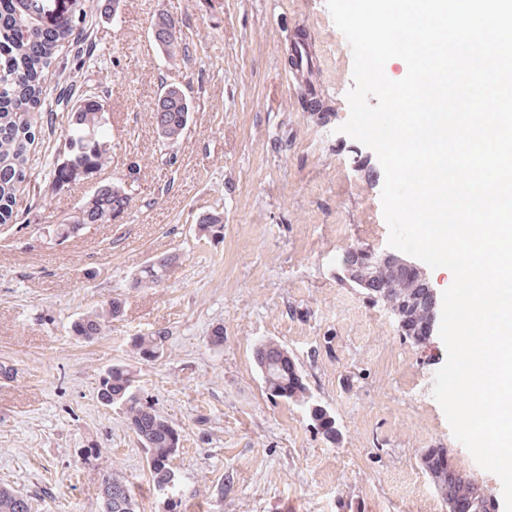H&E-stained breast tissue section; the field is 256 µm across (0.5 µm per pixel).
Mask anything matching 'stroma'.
Returning <instances> with one entry per match:
<instances>
[{
  "label": "stroma",
  "mask_w": 512,
  "mask_h": 512,
  "mask_svg": "<svg viewBox=\"0 0 512 512\" xmlns=\"http://www.w3.org/2000/svg\"><path fill=\"white\" fill-rule=\"evenodd\" d=\"M162 12L181 28L174 60L150 38ZM299 34L315 45L309 81L331 110L325 120L301 110L302 83L289 79ZM79 40L91 52L49 76L52 109L105 96L112 162L59 191L36 168L16 223L0 226V364L12 369L0 375V487L28 497L31 512H101L112 474L139 512H167L144 447L97 397L100 376L127 364L181 435L176 512H446L420 463L428 448L500 490L432 394L444 344L413 345L337 276L347 247L387 250L389 228L376 154L339 131L353 55L326 0H93ZM165 83L192 106L173 145L152 119ZM133 167L120 223L86 225L60 245L41 236ZM213 211L223 233L199 237ZM170 253L179 261L165 282L133 287L145 262ZM115 298L124 313L102 336H72L75 319ZM158 330L162 353L135 359L132 339ZM265 340L294 357L335 439L267 394L253 358ZM91 446L99 455L84 457Z\"/></svg>",
  "instance_id": "stroma-1"
}]
</instances>
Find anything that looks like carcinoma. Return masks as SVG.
Wrapping results in <instances>:
<instances>
[{
  "instance_id": "carcinoma-1",
  "label": "carcinoma",
  "mask_w": 512,
  "mask_h": 512,
  "mask_svg": "<svg viewBox=\"0 0 512 512\" xmlns=\"http://www.w3.org/2000/svg\"><path fill=\"white\" fill-rule=\"evenodd\" d=\"M35 0H0V226L16 222L14 207L18 194L30 185L36 139H51L55 133L53 117L46 112V76L68 59L69 48L78 43L88 0H54L52 6L34 13ZM152 26L158 30L160 44L171 59L183 51L171 18L162 13ZM190 108L183 90H170L159 100L152 113L154 125L161 127L160 138L175 142L184 137ZM69 133L63 147L49 157L45 178L58 190L92 177L112 158L109 115L100 95L80 97L67 113ZM132 201L122 183L99 186L77 212L54 225L52 232L67 240L76 236L77 224H110L114 215L128 210ZM202 237L215 236L224 230V216L211 212L197 225ZM175 254L156 257L142 267L133 283L148 287L162 283L178 263ZM390 288L388 298L397 304L407 319L405 336L421 344L423 324L429 311L419 299V285L407 283L406 275L392 262L386 263ZM123 315V302L114 299L105 306L87 312L73 321V335L90 340ZM166 336L158 331L137 337L133 343L136 357L151 361L164 346ZM285 347L275 341H262L255 347L254 360L263 372L268 394L304 406L314 426L328 438L336 437V422L309 395L302 380H291L281 367ZM98 398L106 406L119 405L128 426L148 451V465L158 494L174 490L177 478L170 466L180 448V434L174 425L136 390L134 373L126 364H115L99 380ZM447 456L442 448H428L422 465L432 476L445 507L463 498L476 503L478 512H490L487 486L474 476L463 474L457 482L448 480V469L441 466ZM102 512H138L130 487L119 477L109 475L101 485ZM0 512H31L29 500L10 489L0 488Z\"/></svg>"
}]
</instances>
